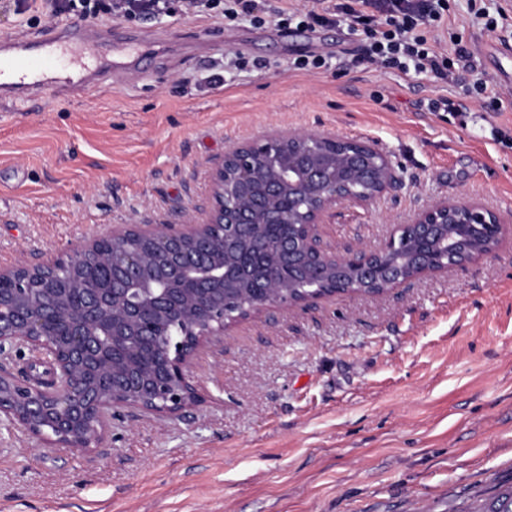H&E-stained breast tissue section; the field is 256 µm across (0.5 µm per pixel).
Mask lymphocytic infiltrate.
I'll return each instance as SVG.
<instances>
[{"label": "lymphocytic infiltrate", "mask_w": 512, "mask_h": 512, "mask_svg": "<svg viewBox=\"0 0 512 512\" xmlns=\"http://www.w3.org/2000/svg\"><path fill=\"white\" fill-rule=\"evenodd\" d=\"M175 0H45L50 15H69L90 21L108 16L128 20L175 14ZM199 11H213L225 20H250L258 25L281 27L287 22L316 29L347 25L360 36L362 46L352 55V68L384 66L455 81L453 67L466 58L462 38L437 30L448 16V0H306L303 7L285 13L283 8H262L258 0H193ZM450 48H443V40Z\"/></svg>", "instance_id": "lymphocytic-infiltrate-1"}]
</instances>
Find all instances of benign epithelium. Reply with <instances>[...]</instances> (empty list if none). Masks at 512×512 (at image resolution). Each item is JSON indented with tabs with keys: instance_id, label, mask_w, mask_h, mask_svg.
I'll list each match as a JSON object with an SVG mask.
<instances>
[{
	"instance_id": "obj_1",
	"label": "benign epithelium",
	"mask_w": 512,
	"mask_h": 512,
	"mask_svg": "<svg viewBox=\"0 0 512 512\" xmlns=\"http://www.w3.org/2000/svg\"><path fill=\"white\" fill-rule=\"evenodd\" d=\"M400 185L388 156L367 142L271 131L229 146L212 163L201 216L189 213L178 224L132 221L51 261L0 267V342L46 351L62 381L45 390L1 368L0 418L87 451L102 442L116 405L175 414L200 402L189 360L231 325L336 296L334 285L303 299L293 295L303 257L322 268L327 261L348 266L345 292L366 298L408 282L396 269L379 271L395 235L341 257L327 254L316 235L336 207L369 204ZM265 224L280 225L269 261L278 275L258 274L242 254L251 231ZM445 224H485L499 236L505 221L475 202L445 199L409 226L439 241L448 239Z\"/></svg>"
}]
</instances>
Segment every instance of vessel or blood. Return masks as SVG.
<instances>
[{
	"label": "vessel or blood",
	"instance_id": "b4317fda",
	"mask_svg": "<svg viewBox=\"0 0 512 512\" xmlns=\"http://www.w3.org/2000/svg\"><path fill=\"white\" fill-rule=\"evenodd\" d=\"M140 46L133 38L113 39L106 26L94 27L83 21L54 24L37 44L0 43V90L45 91L58 84L84 87L89 83L92 60L101 55L131 54Z\"/></svg>",
	"mask_w": 512,
	"mask_h": 512
}]
</instances>
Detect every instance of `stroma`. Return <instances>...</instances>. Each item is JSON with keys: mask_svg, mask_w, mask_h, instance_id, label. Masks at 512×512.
Listing matches in <instances>:
<instances>
[{"mask_svg": "<svg viewBox=\"0 0 512 512\" xmlns=\"http://www.w3.org/2000/svg\"><path fill=\"white\" fill-rule=\"evenodd\" d=\"M450 0L470 58L456 84L346 57L347 26L313 31L176 14L121 23L160 53L18 105L0 97V266L79 249L130 218L204 210L209 169L272 130L374 144L401 188L319 225L328 252L380 244L429 204L475 201L512 221V59L495 74ZM0 0V40H41L40 0ZM224 73L222 84L204 79ZM486 90L477 93L475 83ZM188 374L205 401L175 415L114 409L76 453L0 420V512H464L512 485V228L491 256L370 299L339 295L243 320Z\"/></svg>", "mask_w": 512, "mask_h": 512, "instance_id": "1", "label": "stroma"}]
</instances>
